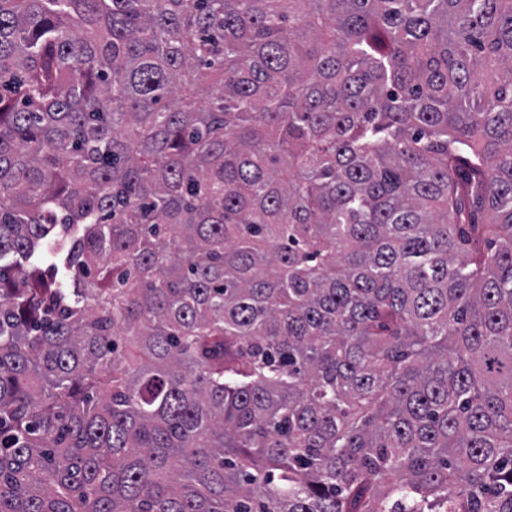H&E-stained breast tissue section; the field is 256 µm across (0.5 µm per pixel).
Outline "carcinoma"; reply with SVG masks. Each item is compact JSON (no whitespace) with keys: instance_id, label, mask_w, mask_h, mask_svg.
Masks as SVG:
<instances>
[{"instance_id":"cac0c4a2","label":"carcinoma","mask_w":512,"mask_h":512,"mask_svg":"<svg viewBox=\"0 0 512 512\" xmlns=\"http://www.w3.org/2000/svg\"><path fill=\"white\" fill-rule=\"evenodd\" d=\"M0 512H512V0H0Z\"/></svg>"}]
</instances>
